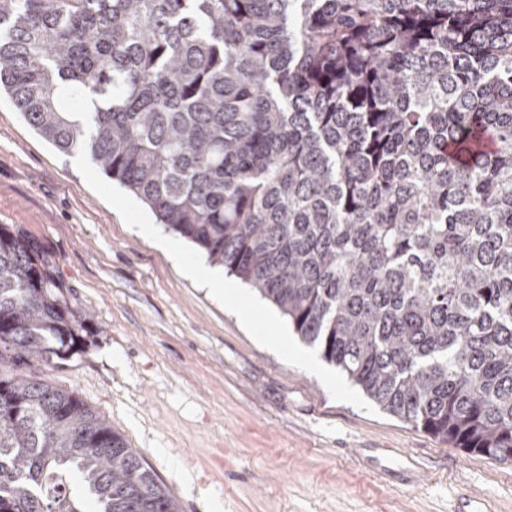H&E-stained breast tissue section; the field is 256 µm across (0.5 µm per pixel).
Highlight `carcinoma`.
Segmentation results:
<instances>
[{"mask_svg": "<svg viewBox=\"0 0 512 512\" xmlns=\"http://www.w3.org/2000/svg\"><path fill=\"white\" fill-rule=\"evenodd\" d=\"M1 92L384 412L512 462V0H0ZM87 333L1 224L0 510L82 512L75 472L100 512H180L23 370Z\"/></svg>", "mask_w": 512, "mask_h": 512, "instance_id": "1", "label": "carcinoma"}]
</instances>
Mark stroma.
I'll use <instances>...</instances> for the list:
<instances>
[{"instance_id":"stroma-1","label":"stroma","mask_w":512,"mask_h":512,"mask_svg":"<svg viewBox=\"0 0 512 512\" xmlns=\"http://www.w3.org/2000/svg\"><path fill=\"white\" fill-rule=\"evenodd\" d=\"M51 255L93 334L38 379L75 392L135 448L181 512H512V462L384 413L316 348H272L189 268L208 269L82 154H64L0 96V225Z\"/></svg>"}]
</instances>
